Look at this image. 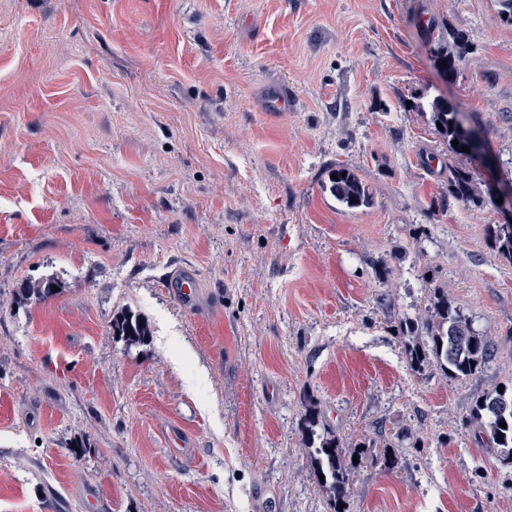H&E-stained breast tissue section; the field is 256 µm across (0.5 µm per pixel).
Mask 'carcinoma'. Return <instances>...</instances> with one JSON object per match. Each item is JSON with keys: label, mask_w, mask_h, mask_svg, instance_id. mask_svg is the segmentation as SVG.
<instances>
[{"label": "carcinoma", "mask_w": 512, "mask_h": 512, "mask_svg": "<svg viewBox=\"0 0 512 512\" xmlns=\"http://www.w3.org/2000/svg\"><path fill=\"white\" fill-rule=\"evenodd\" d=\"M461 36L448 34V46H438V60H446L443 73L455 71L456 60L461 54ZM458 112L448 102L436 99L431 104L432 122L441 123L442 135L453 141L459 138L458 130H449V122L456 121ZM337 179L331 181V192L336 200L348 208H359L370 203V193L359 177L351 170L338 167L333 171ZM474 174L466 167H456L450 171L448 191L457 200L468 201L474 195ZM355 202H350V199ZM499 258L512 264V224H495L489 228ZM59 282L45 278L35 286L24 289L28 297L38 299L52 295V287ZM433 319L423 324L409 321L399 329L404 337L422 336V342L408 346L411 367L420 372L427 367H436L452 378H466L481 371L491 360L493 349L491 341L471 330L459 309L448 300V296L439 291L434 295ZM112 333L124 338L130 344L143 343L150 336L148 325L141 319L122 313L112 320ZM483 403H474L471 419L479 422L496 445L500 448L502 461L512 464V389L494 390L482 396ZM506 427H499L500 422ZM319 425L318 412L309 407L305 415V431L310 445L313 446L311 462L315 471L324 475L325 483L333 493L334 512H346L337 509L345 504L348 495V474L350 464L342 452V445L335 433L327 430L316 437L315 427Z\"/></svg>", "instance_id": "1"}]
</instances>
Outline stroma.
<instances>
[{
	"instance_id": "35a3bbf8",
	"label": "stroma",
	"mask_w": 512,
	"mask_h": 512,
	"mask_svg": "<svg viewBox=\"0 0 512 512\" xmlns=\"http://www.w3.org/2000/svg\"><path fill=\"white\" fill-rule=\"evenodd\" d=\"M437 97L483 157L451 152ZM339 165L370 205L336 201ZM452 165L477 199L449 196ZM511 189L499 0H0V512H334L310 402L359 457L347 512H512L470 419L512 387L488 234ZM437 288L493 343L477 376L409 365L397 325ZM122 312L146 342L113 335ZM462 38L458 34L449 33L448 49L446 46L439 45L436 54L444 74H452L455 71L456 60L461 54ZM446 59V66H442V60ZM172 288H176V294L182 304L188 308L200 306L199 283L193 273L187 272L177 278Z\"/></svg>"
}]
</instances>
